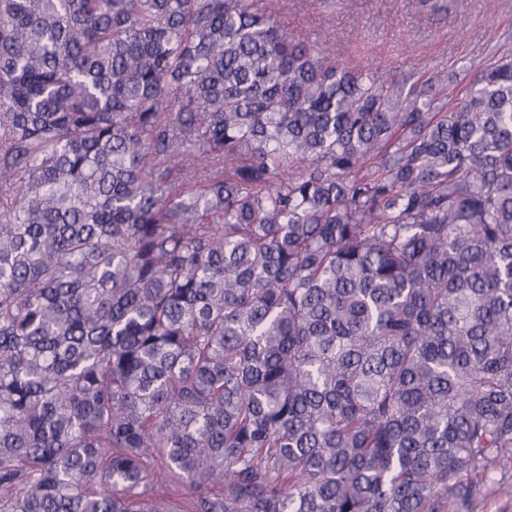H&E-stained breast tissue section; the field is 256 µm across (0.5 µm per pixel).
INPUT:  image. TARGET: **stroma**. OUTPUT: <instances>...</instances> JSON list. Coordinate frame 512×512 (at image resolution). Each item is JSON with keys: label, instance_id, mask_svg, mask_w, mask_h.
Returning <instances> with one entry per match:
<instances>
[{"label": "stroma", "instance_id": "obj_1", "mask_svg": "<svg viewBox=\"0 0 512 512\" xmlns=\"http://www.w3.org/2000/svg\"><path fill=\"white\" fill-rule=\"evenodd\" d=\"M296 39L391 85L408 71L441 78L449 103L477 71L512 57V0H468L426 15L418 0H259Z\"/></svg>", "mask_w": 512, "mask_h": 512}]
</instances>
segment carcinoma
<instances>
[{
  "mask_svg": "<svg viewBox=\"0 0 512 512\" xmlns=\"http://www.w3.org/2000/svg\"><path fill=\"white\" fill-rule=\"evenodd\" d=\"M440 92L254 0H0V512H476L512 60Z\"/></svg>",
  "mask_w": 512,
  "mask_h": 512,
  "instance_id": "obj_1",
  "label": "carcinoma"
}]
</instances>
